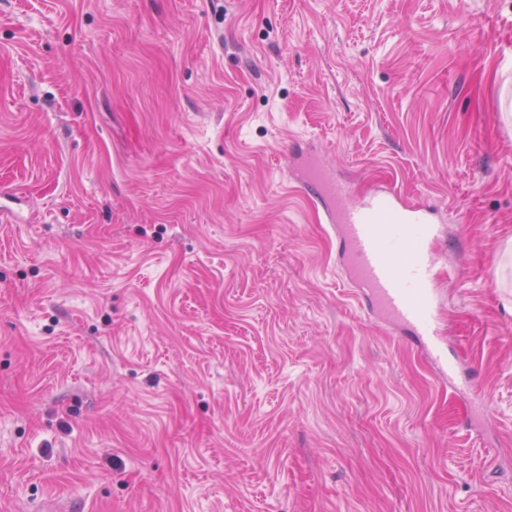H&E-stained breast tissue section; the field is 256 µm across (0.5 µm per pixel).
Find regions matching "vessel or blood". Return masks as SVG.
Returning a JSON list of instances; mask_svg holds the SVG:
<instances>
[{
    "label": "vessel or blood",
    "instance_id": "1",
    "mask_svg": "<svg viewBox=\"0 0 512 512\" xmlns=\"http://www.w3.org/2000/svg\"><path fill=\"white\" fill-rule=\"evenodd\" d=\"M298 187L336 228L346 281L366 295L380 318L434 339L439 294L432 269L437 228L427 209H404L391 190L354 196L319 158L308 159Z\"/></svg>",
    "mask_w": 512,
    "mask_h": 512
}]
</instances>
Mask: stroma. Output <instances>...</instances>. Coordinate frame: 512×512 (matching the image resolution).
Segmentation results:
<instances>
[{"instance_id": "35a3bbf8", "label": "stroma", "mask_w": 512, "mask_h": 512, "mask_svg": "<svg viewBox=\"0 0 512 512\" xmlns=\"http://www.w3.org/2000/svg\"><path fill=\"white\" fill-rule=\"evenodd\" d=\"M512 0H0V512H512ZM441 214L439 342L289 181Z\"/></svg>"}]
</instances>
